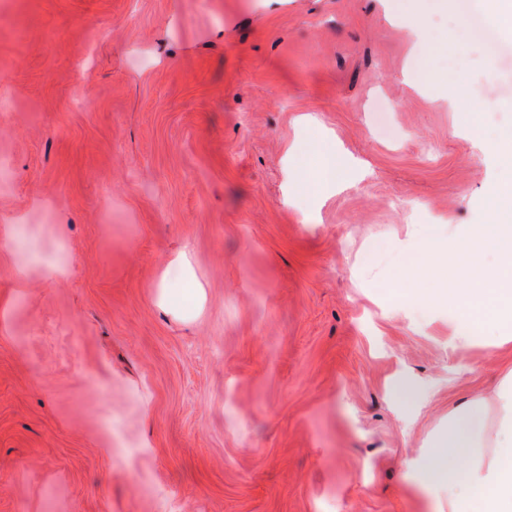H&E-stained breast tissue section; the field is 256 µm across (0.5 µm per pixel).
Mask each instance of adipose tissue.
<instances>
[{
    "label": "adipose tissue",
    "instance_id": "1",
    "mask_svg": "<svg viewBox=\"0 0 512 512\" xmlns=\"http://www.w3.org/2000/svg\"><path fill=\"white\" fill-rule=\"evenodd\" d=\"M321 160L318 173L302 171L298 181L306 194L338 184L345 166L328 142L304 140L288 150V165ZM496 249L498 264L486 269L483 259ZM417 250L422 264L404 270L399 286L404 299L413 301L425 284L459 269L469 272L470 287L436 293V300L455 303L472 324H495L499 345L512 342V224H475L464 233L446 235L430 229L420 232ZM461 475L466 492L449 497L448 512H512V376L504 377L492 397H474L448 412V427L413 470L410 481L421 490L452 483Z\"/></svg>",
    "mask_w": 512,
    "mask_h": 512
}]
</instances>
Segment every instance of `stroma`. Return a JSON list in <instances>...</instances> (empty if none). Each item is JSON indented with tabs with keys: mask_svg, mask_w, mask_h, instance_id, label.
Listing matches in <instances>:
<instances>
[{
	"mask_svg": "<svg viewBox=\"0 0 512 512\" xmlns=\"http://www.w3.org/2000/svg\"><path fill=\"white\" fill-rule=\"evenodd\" d=\"M457 10L0 0V222L26 243L0 245V512H446L406 476L512 368L393 290L416 227L512 213V42L463 45ZM325 135L368 177L285 203L289 144ZM391 388L394 401L409 412L415 411L424 399L422 385L406 377L395 380Z\"/></svg>",
	"mask_w": 512,
	"mask_h": 512,
	"instance_id": "1",
	"label": "stroma"
}]
</instances>
